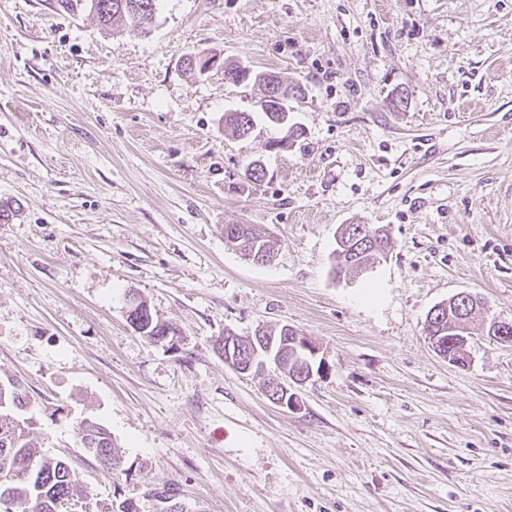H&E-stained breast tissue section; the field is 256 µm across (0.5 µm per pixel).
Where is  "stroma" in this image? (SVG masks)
I'll use <instances>...</instances> for the list:
<instances>
[{
    "mask_svg": "<svg viewBox=\"0 0 512 512\" xmlns=\"http://www.w3.org/2000/svg\"><path fill=\"white\" fill-rule=\"evenodd\" d=\"M211 50L302 84L298 141L270 148L259 88L223 64L184 71ZM235 111L251 138L225 130ZM0 204V382L29 391L35 439L91 503L512 512V346L473 323L461 368L424 329L462 291L512 319V0H158L146 36L0 0ZM228 224L261 228L275 261L228 247ZM346 224L391 247L338 278ZM131 292L175 343L130 326ZM272 324L327 364L296 411L267 397L275 367L243 375L215 349ZM82 417L126 476L84 451ZM224 127L230 128L238 137H248L254 131L255 119L250 112H228L224 115ZM85 420H90L94 423L93 426H86ZM77 435L80 437L82 447L87 453L97 458L101 464L112 475L123 474L125 470H121V458L115 452V445L112 441V433L101 423L91 419H82L76 426ZM85 440H89L94 444L93 448L86 447Z\"/></svg>",
    "mask_w": 512,
    "mask_h": 512,
    "instance_id": "obj_1",
    "label": "stroma"
}]
</instances>
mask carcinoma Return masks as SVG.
Returning a JSON list of instances; mask_svg holds the SVG:
<instances>
[{
  "label": "carcinoma",
  "mask_w": 512,
  "mask_h": 512,
  "mask_svg": "<svg viewBox=\"0 0 512 512\" xmlns=\"http://www.w3.org/2000/svg\"><path fill=\"white\" fill-rule=\"evenodd\" d=\"M90 2L102 25L117 31L148 33L155 19L157 0H60V7L72 12L85 2ZM268 122L280 126L285 135L272 142L278 146L298 137V130L288 125V113L273 110L265 113ZM224 126L239 137H248L255 127V119L250 112H229ZM346 242L361 245L358 252L341 256L336 254L332 270L342 274L348 270H359L379 251H387L388 237L380 229L370 224H348L341 233ZM226 244L247 255L253 251L269 254L273 248L265 235L250 226L234 241ZM149 328L145 337L152 342L162 341L168 330H176L173 324L148 317ZM427 335H441L448 339V313L444 310L433 314L426 321ZM30 406L28 395L21 387L8 383L0 386V479L11 478L8 495L0 492V512H79L83 491L80 480L70 464L63 458L44 453L31 437L32 422L19 409V401ZM80 442L90 441L94 447L85 451L114 475L123 473L121 458L115 452L112 433L96 422L87 426L79 421L76 426Z\"/></svg>",
  "instance_id": "cac0c4a2"
}]
</instances>
